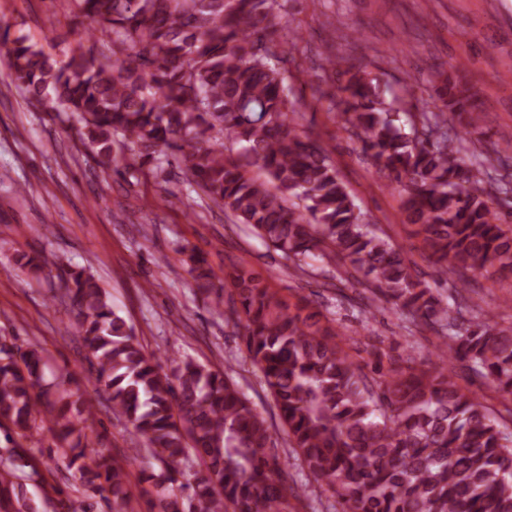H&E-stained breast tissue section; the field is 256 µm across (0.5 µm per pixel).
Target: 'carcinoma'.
<instances>
[{"label": "carcinoma", "mask_w": 512, "mask_h": 512, "mask_svg": "<svg viewBox=\"0 0 512 512\" xmlns=\"http://www.w3.org/2000/svg\"><path fill=\"white\" fill-rule=\"evenodd\" d=\"M84 32L108 39L98 58L78 39L58 60L0 24L13 81L43 111L75 124L103 171L125 152L156 170L175 158L222 212L306 272L313 256L332 269L337 301L365 285L404 329L437 335L442 371L411 356L365 372L334 321L304 304L290 311L245 265L215 272L189 255L198 290L242 328L286 433L285 444L342 512H512V439L484 397L457 380V364L512 397V327L491 311L448 303L415 274L417 263L373 232L322 144L301 129L289 101L288 55L278 41V0H76ZM341 93L334 117L378 171L405 192L403 223L442 273L512 272V228L490 201L512 194L494 180L508 160L448 132V114L471 135L483 127L476 94L436 72L439 111L395 106L364 66L329 59ZM336 92V93H338ZM325 90L321 97L336 98ZM19 268L58 279L112 414L129 421L159 471H142L150 512H288L284 462L271 425L224 372L193 359L172 373L147 353L95 277L45 254ZM67 367L47 369L35 347L0 336V429L13 459L0 468V512H39L19 482L26 446L49 425L55 453L87 486L104 480L112 512H138L124 467L101 455L82 463L94 405Z\"/></svg>", "instance_id": "obj_1"}]
</instances>
